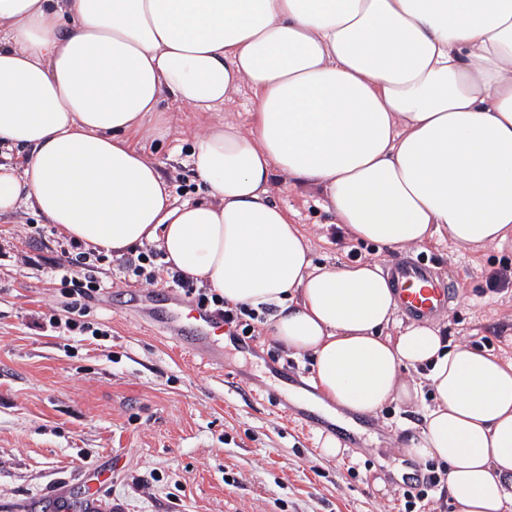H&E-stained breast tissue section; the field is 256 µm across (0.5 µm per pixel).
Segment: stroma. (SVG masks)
Returning a JSON list of instances; mask_svg holds the SVG:
<instances>
[{"mask_svg":"<svg viewBox=\"0 0 512 512\" xmlns=\"http://www.w3.org/2000/svg\"><path fill=\"white\" fill-rule=\"evenodd\" d=\"M206 120L165 110L132 142L157 164L176 204L205 187L191 163L192 136ZM273 200L301 224L315 264L369 262L400 255L430 261L455 295L435 318L449 345L512 358V288L492 275L512 269V241L465 248L444 239L404 251L354 241L330 223L319 195L286 186L274 173ZM63 235L30 205L0 216V512H27L35 499L81 495L91 466L109 474L102 512H404L403 474L421 468L403 449L432 406L422 373L414 404L390 403L367 415L358 434L312 413V359L274 343L256 326L250 350L213 338L224 368L175 347L191 299L171 283H135L112 256L98 268L103 289L88 304L95 336L64 335L67 292L53 273ZM338 456L322 451L327 436Z\"/></svg>","mask_w":512,"mask_h":512,"instance_id":"35a3bbf8","label":"stroma"}]
</instances>
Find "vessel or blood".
<instances>
[{
  "label": "vessel or blood",
  "instance_id": "obj_1",
  "mask_svg": "<svg viewBox=\"0 0 512 512\" xmlns=\"http://www.w3.org/2000/svg\"><path fill=\"white\" fill-rule=\"evenodd\" d=\"M398 297V309L408 318L430 320L447 310L454 292L453 287L437 282L432 267L413 257H402L386 268ZM194 321L192 331L178 334L177 340L189 354L202 356L206 365L220 370L224 367L223 354L210 351L207 338L211 334L223 332V323L205 311L190 312Z\"/></svg>",
  "mask_w": 512,
  "mask_h": 512
}]
</instances>
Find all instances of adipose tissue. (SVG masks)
Here are the masks:
<instances>
[{"mask_svg": "<svg viewBox=\"0 0 512 512\" xmlns=\"http://www.w3.org/2000/svg\"><path fill=\"white\" fill-rule=\"evenodd\" d=\"M250 129L221 110L241 85ZM212 114L180 206L131 141L163 104ZM0 214L29 202L84 249L157 245L313 361L326 408L434 406L406 449L448 467L459 512H512V359L448 348L414 321L388 334L376 265L314 264L271 200L274 172L317 189L356 240L400 249L447 232L512 239V0H0Z\"/></svg>", "mask_w": 512, "mask_h": 512, "instance_id": "adipose-tissue-1", "label": "adipose tissue"}]
</instances>
